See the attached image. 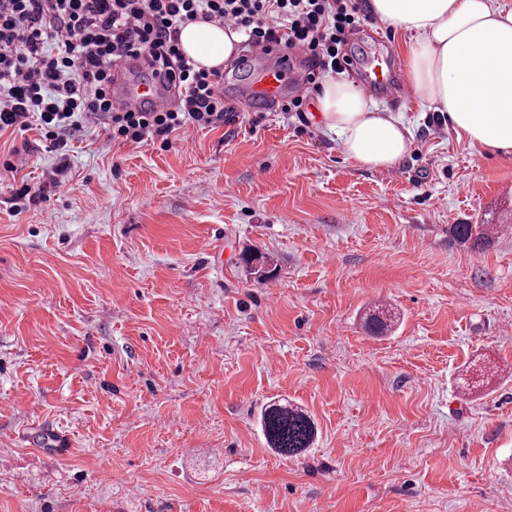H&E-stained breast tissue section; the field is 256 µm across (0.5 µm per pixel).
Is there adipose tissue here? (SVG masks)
<instances>
[{
	"label": "adipose tissue",
	"instance_id": "1",
	"mask_svg": "<svg viewBox=\"0 0 512 512\" xmlns=\"http://www.w3.org/2000/svg\"><path fill=\"white\" fill-rule=\"evenodd\" d=\"M371 13L409 32L412 87L469 146L512 154V0H369ZM240 33L202 21L184 26V53L205 68L232 59ZM325 130L357 166L382 170L410 150L402 115L375 106L355 83L325 80L316 97Z\"/></svg>",
	"mask_w": 512,
	"mask_h": 512
}]
</instances>
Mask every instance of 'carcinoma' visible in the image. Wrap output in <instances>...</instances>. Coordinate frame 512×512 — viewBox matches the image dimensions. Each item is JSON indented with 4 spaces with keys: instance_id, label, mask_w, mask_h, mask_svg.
Here are the masks:
<instances>
[{
    "instance_id": "1",
    "label": "carcinoma",
    "mask_w": 512,
    "mask_h": 512,
    "mask_svg": "<svg viewBox=\"0 0 512 512\" xmlns=\"http://www.w3.org/2000/svg\"><path fill=\"white\" fill-rule=\"evenodd\" d=\"M449 232L479 250L491 242L493 225L452 224ZM261 424L268 445L283 454L295 455L311 447L316 435L311 417L291 404L267 406L262 412Z\"/></svg>"
}]
</instances>
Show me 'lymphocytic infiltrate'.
I'll use <instances>...</instances> for the list:
<instances>
[{
    "label": "lymphocytic infiltrate",
    "mask_w": 512,
    "mask_h": 512,
    "mask_svg": "<svg viewBox=\"0 0 512 512\" xmlns=\"http://www.w3.org/2000/svg\"><path fill=\"white\" fill-rule=\"evenodd\" d=\"M204 21L244 33L249 45L303 48L312 62L307 87L281 105L305 112L317 72L342 71L341 48L364 18L356 0H0V132L39 129L68 168V141L84 121L106 125L112 140L159 142L224 120L223 75L180 49L181 27ZM166 74L179 101L117 109L115 73L130 62Z\"/></svg>",
    "instance_id": "lymphocytic-infiltrate-1"
}]
</instances>
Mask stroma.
Instances as JSON below:
<instances>
[{"label":"stroma","mask_w":512,"mask_h":512,"mask_svg":"<svg viewBox=\"0 0 512 512\" xmlns=\"http://www.w3.org/2000/svg\"><path fill=\"white\" fill-rule=\"evenodd\" d=\"M363 28L343 53L404 61L408 32ZM256 63L241 43L223 123L169 149L73 140L61 188L38 131L0 132V512H512V155L376 95L412 147L358 167L315 110L253 108ZM275 402L311 448H269ZM449 232L458 240L473 248L483 249L492 239L493 224H452ZM261 424L270 448L288 455H295L311 448L316 426L301 408L291 404H272L262 412Z\"/></svg>","instance_id":"obj_1"}]
</instances>
